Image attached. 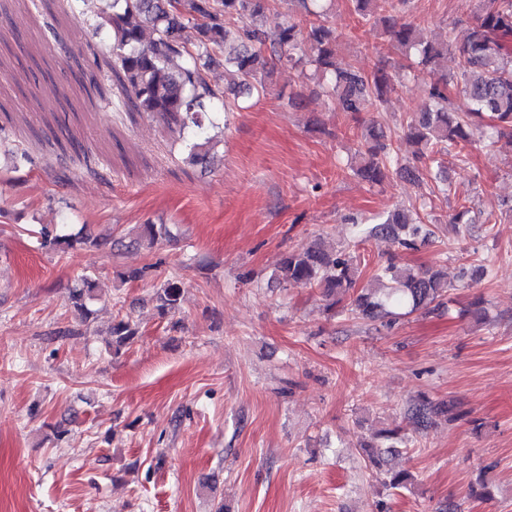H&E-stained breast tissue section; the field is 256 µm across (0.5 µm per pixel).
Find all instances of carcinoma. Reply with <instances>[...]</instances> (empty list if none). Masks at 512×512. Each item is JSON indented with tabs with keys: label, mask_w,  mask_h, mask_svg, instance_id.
I'll use <instances>...</instances> for the list:
<instances>
[{
	"label": "carcinoma",
	"mask_w": 512,
	"mask_h": 512,
	"mask_svg": "<svg viewBox=\"0 0 512 512\" xmlns=\"http://www.w3.org/2000/svg\"><path fill=\"white\" fill-rule=\"evenodd\" d=\"M272 0H112V10L102 13L98 28L112 41V78L118 90L113 100L119 112H146L159 117L169 126L190 130L189 156L195 163L208 159L210 140L203 137L205 123L214 113V102L220 101L224 111L233 108L224 92L213 88L199 65L189 63L193 57L183 32L195 25L198 35V57L205 64L218 61L232 64L246 87L266 91L258 74L275 62L295 65L296 50L306 38L312 56L306 62L318 76L322 92L331 98L340 112L358 114L370 101L384 103L394 90L386 61L378 59L371 71L357 67H340L336 63L338 36L320 11L307 10L310 19L290 23L271 30L265 17ZM358 15L383 29L385 37L413 58L416 66L433 67L453 44V31L448 40H422L416 29L399 21L408 0H353ZM251 24L236 25L242 16ZM512 37V0H479L472 26L458 47V71L444 74L430 85L431 105L415 113L406 122L405 138L420 146L414 162L390 170L398 156L390 152L391 144L383 130L371 126L360 163L354 175L374 186L380 185L393 172L413 182L423 181L425 174L445 168L444 157L466 158L464 148L486 136L505 139L512 145V53L506 42ZM432 234L416 210L397 211L378 218L367 231V237L384 238L397 248L412 249L417 242ZM167 236L162 224H142L137 242L152 248ZM41 247L67 254L90 248H102L108 240L93 237L81 230L73 233L64 228L44 226L39 231ZM358 255L346 248L328 247L316 239L307 247L288 253L274 270V278L283 285L311 284L321 290L325 308L333 311L349 299L348 314L368 321H387L391 325L402 317L442 306L448 296L447 275L442 271L399 267L394 262L378 269L374 277L357 286ZM96 299L92 279L80 277V283L69 289V300L82 318L91 314L87 303ZM182 291L169 282L156 292L157 308L165 313L180 307ZM115 351L128 345L137 328L120 320L110 330ZM406 413L416 426H427L433 418L445 416L450 421L463 417L448 403L434 402L425 395L413 399ZM378 450L372 452L371 465L381 470L385 454L407 446L398 427L377 431ZM414 476L407 470L383 471L380 485L384 490L406 489Z\"/></svg>",
	"instance_id": "1"
}]
</instances>
